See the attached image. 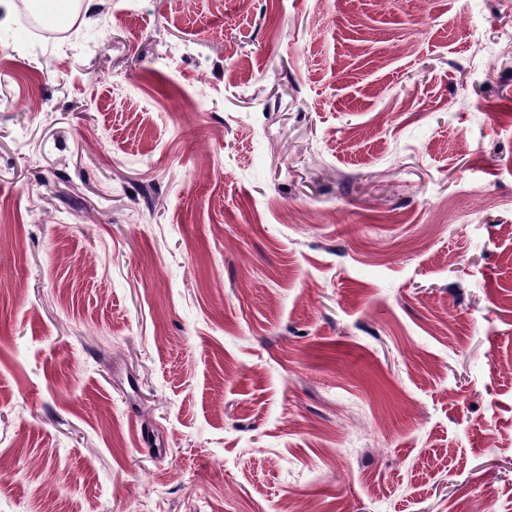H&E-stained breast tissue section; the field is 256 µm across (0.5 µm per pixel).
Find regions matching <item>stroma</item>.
Listing matches in <instances>:
<instances>
[{
  "instance_id": "obj_1",
  "label": "stroma",
  "mask_w": 512,
  "mask_h": 512,
  "mask_svg": "<svg viewBox=\"0 0 512 512\" xmlns=\"http://www.w3.org/2000/svg\"><path fill=\"white\" fill-rule=\"evenodd\" d=\"M0 6V512L512 502V0Z\"/></svg>"
}]
</instances>
